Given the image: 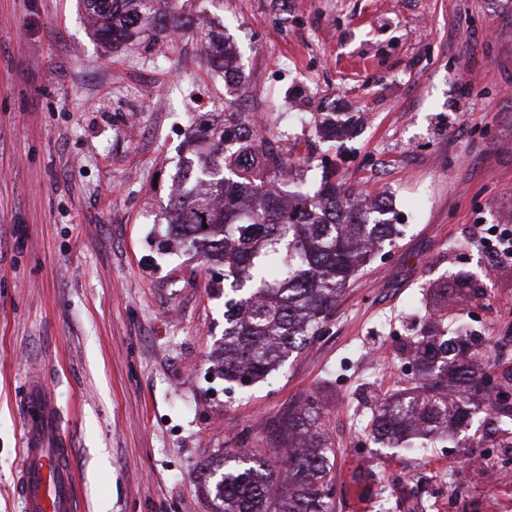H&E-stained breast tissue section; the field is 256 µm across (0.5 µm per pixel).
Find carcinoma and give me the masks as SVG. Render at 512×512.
<instances>
[{"mask_svg":"<svg viewBox=\"0 0 512 512\" xmlns=\"http://www.w3.org/2000/svg\"><path fill=\"white\" fill-rule=\"evenodd\" d=\"M93 36L109 53L133 42L187 30L184 0H80ZM205 54L224 80L241 81L237 54L224 32L209 30ZM351 129L329 113L328 139ZM290 158L265 133L246 124L233 105L196 122L195 150L174 175L179 191L165 211L164 247L179 242L207 262L224 265V380L242 386L265 379L310 344L332 315L356 272L400 234L387 208L372 210L356 187L325 179L319 188L287 192L278 186ZM421 393L385 401L370 435L388 448H422L448 440L451 426L468 427L491 409L512 421L484 387L471 343L427 330L414 342ZM320 403L309 398L284 418L288 454L282 459L241 451L224 457L212 484L219 512H333L327 492L333 449L318 431Z\"/></svg>","mask_w":512,"mask_h":512,"instance_id":"obj_1","label":"carcinoma"}]
</instances>
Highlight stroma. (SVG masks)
I'll list each match as a JSON object with an SVG mask.
<instances>
[{"instance_id":"35a3bbf8","label":"stroma","mask_w":512,"mask_h":512,"mask_svg":"<svg viewBox=\"0 0 512 512\" xmlns=\"http://www.w3.org/2000/svg\"><path fill=\"white\" fill-rule=\"evenodd\" d=\"M196 5L178 38L108 54L79 0H0V512H22L17 404L34 374L64 410L81 512H215L209 473L227 454L281 447L283 417L310 396L335 450V512H399L438 469L467 487L469 512H488L467 464L490 445L485 414L445 448H387L369 432L381 401L411 387L426 327L512 337V265L487 264L483 235L512 225V0ZM213 20L244 85L204 55ZM314 95L354 116L351 138H319ZM228 100L311 158L284 189L334 171L390 200L403 229L300 354L232 388L218 368L223 279L158 246L194 119ZM460 275L472 288L436 303Z\"/></svg>"}]
</instances>
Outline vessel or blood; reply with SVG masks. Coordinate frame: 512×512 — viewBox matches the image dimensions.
<instances>
[{"mask_svg": "<svg viewBox=\"0 0 512 512\" xmlns=\"http://www.w3.org/2000/svg\"><path fill=\"white\" fill-rule=\"evenodd\" d=\"M20 415L24 436L16 493L22 512H78L73 451L43 377L29 378Z\"/></svg>", "mask_w": 512, "mask_h": 512, "instance_id": "obj_1", "label": "vessel or blood"}]
</instances>
